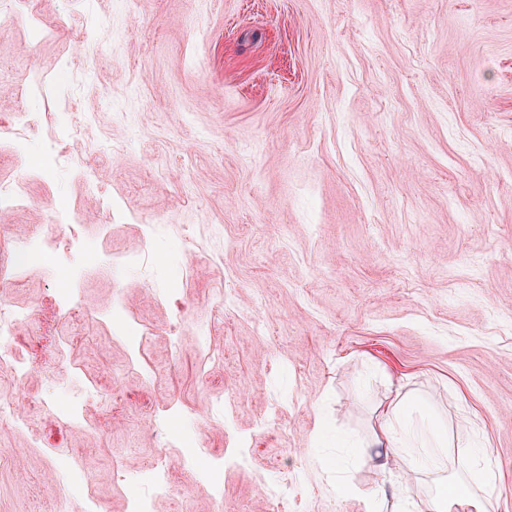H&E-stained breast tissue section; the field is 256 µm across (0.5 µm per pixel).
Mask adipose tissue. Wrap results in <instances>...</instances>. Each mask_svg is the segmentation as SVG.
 Segmentation results:
<instances>
[{
    "instance_id": "obj_1",
    "label": "adipose tissue",
    "mask_w": 512,
    "mask_h": 512,
    "mask_svg": "<svg viewBox=\"0 0 512 512\" xmlns=\"http://www.w3.org/2000/svg\"><path fill=\"white\" fill-rule=\"evenodd\" d=\"M446 447L438 431L437 422L430 411H416L414 402L403 393L386 404L379 416V430L371 441L361 442L349 438L337 439L336 445L351 453L375 454L379 469L397 464L412 470L435 465L436 460L427 445ZM472 490L458 495H437L427 501L426 512H489L488 503L494 486L489 468V451L483 447H470L464 458Z\"/></svg>"
}]
</instances>
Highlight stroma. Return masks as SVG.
Listing matches in <instances>:
<instances>
[{"label": "stroma", "instance_id": "obj_1", "mask_svg": "<svg viewBox=\"0 0 512 512\" xmlns=\"http://www.w3.org/2000/svg\"><path fill=\"white\" fill-rule=\"evenodd\" d=\"M31 56L45 82L24 98ZM24 111L41 121L0 137V180L29 195L0 210L7 242L79 213L99 259L49 258L12 291L36 310L17 347L37 360L0 368V389L81 425L36 408L0 429L28 473L0 468V512H55L59 490L69 512L92 495L132 512L157 454L192 481L190 500L177 490L154 512H277L265 486L282 474L288 512L455 490L448 468L384 472L366 455L340 470L338 449L316 446L321 430L370 439L400 388L452 440H487L494 508L512 512V0H35L0 26V126ZM68 112L109 149L60 170L48 144ZM137 251L139 268L102 264ZM61 289L99 321L45 335ZM230 289L235 307L205 323ZM116 382L121 413L99 396ZM336 478L347 497L327 492Z\"/></svg>", "mask_w": 512, "mask_h": 512}]
</instances>
